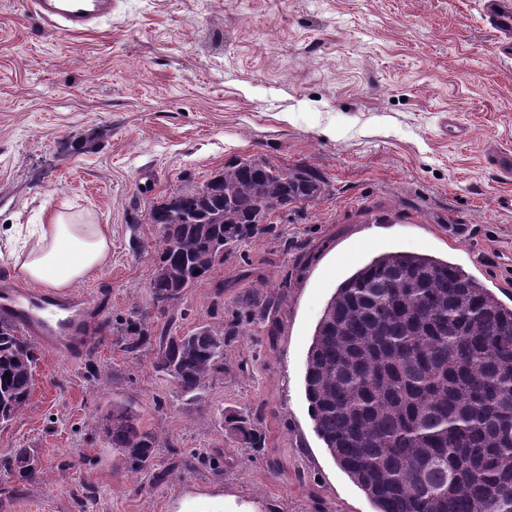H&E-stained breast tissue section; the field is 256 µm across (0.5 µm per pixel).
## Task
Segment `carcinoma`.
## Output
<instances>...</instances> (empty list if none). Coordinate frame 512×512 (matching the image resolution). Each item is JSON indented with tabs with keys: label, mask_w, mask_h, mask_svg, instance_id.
Returning <instances> with one entry per match:
<instances>
[{
	"label": "carcinoma",
	"mask_w": 512,
	"mask_h": 512,
	"mask_svg": "<svg viewBox=\"0 0 512 512\" xmlns=\"http://www.w3.org/2000/svg\"><path fill=\"white\" fill-rule=\"evenodd\" d=\"M210 190L180 189L149 213L162 248L150 281L157 307H173L244 241L275 232L262 223L319 197L310 169L286 170L236 159L210 178ZM219 319L158 340L140 319L126 322L125 350L154 351L153 368L187 401L224 373ZM37 348L0 318V424L27 409ZM315 432L376 512H512V306L446 260L391 251L336 288L315 328L305 370ZM244 448L265 447L249 414L222 417ZM110 447L130 472L152 465L162 447L140 414L114 402L102 418ZM0 470L33 477L36 460L21 449Z\"/></svg>",
	"instance_id": "1"
}]
</instances>
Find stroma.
Masks as SVG:
<instances>
[{"instance_id": "stroma-1", "label": "stroma", "mask_w": 512, "mask_h": 512, "mask_svg": "<svg viewBox=\"0 0 512 512\" xmlns=\"http://www.w3.org/2000/svg\"><path fill=\"white\" fill-rule=\"evenodd\" d=\"M496 41L481 0H112L74 34L0 0V228L59 212L112 228L111 261L74 287L103 300L108 328L81 357L39 351L0 458L27 449L40 472H0V512H375L314 431L307 351L337 285L387 251L448 259L512 304V212L496 205L512 176L486 163L512 151ZM448 117L464 137L444 134ZM237 158L308 166L325 190L159 309L150 209ZM218 305L239 333L198 400L124 349L133 311L178 335ZM115 401L161 436L153 467L129 472L107 444ZM230 412L260 419L261 452L225 432Z\"/></svg>"}]
</instances>
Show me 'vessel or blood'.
<instances>
[{"mask_svg": "<svg viewBox=\"0 0 512 512\" xmlns=\"http://www.w3.org/2000/svg\"><path fill=\"white\" fill-rule=\"evenodd\" d=\"M37 13L57 29L80 32L94 27L112 11V0H34ZM484 10L497 34V48L512 54V0H485ZM93 301L22 288L0 289V317L12 320L50 352L69 356L89 345Z\"/></svg>", "mask_w": 512, "mask_h": 512, "instance_id": "obj_1", "label": "vessel or blood"}]
</instances>
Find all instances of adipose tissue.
I'll return each mask as SVG.
<instances>
[{"label": "adipose tissue", "mask_w": 512, "mask_h": 512, "mask_svg": "<svg viewBox=\"0 0 512 512\" xmlns=\"http://www.w3.org/2000/svg\"><path fill=\"white\" fill-rule=\"evenodd\" d=\"M112 255V229L88 214L52 216L49 223L32 225L9 257L26 280L63 292L101 269Z\"/></svg>", "instance_id": "obj_1"}]
</instances>
